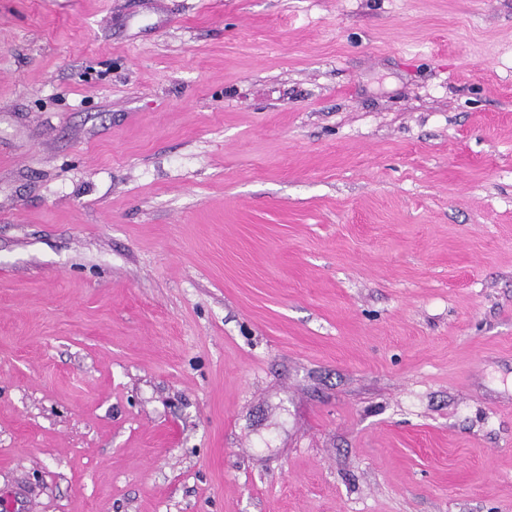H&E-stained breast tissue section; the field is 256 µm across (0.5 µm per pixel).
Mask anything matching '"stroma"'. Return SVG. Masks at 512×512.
<instances>
[{"instance_id":"35a3bbf8","label":"stroma","mask_w":512,"mask_h":512,"mask_svg":"<svg viewBox=\"0 0 512 512\" xmlns=\"http://www.w3.org/2000/svg\"><path fill=\"white\" fill-rule=\"evenodd\" d=\"M0 512H512V0H0Z\"/></svg>"}]
</instances>
